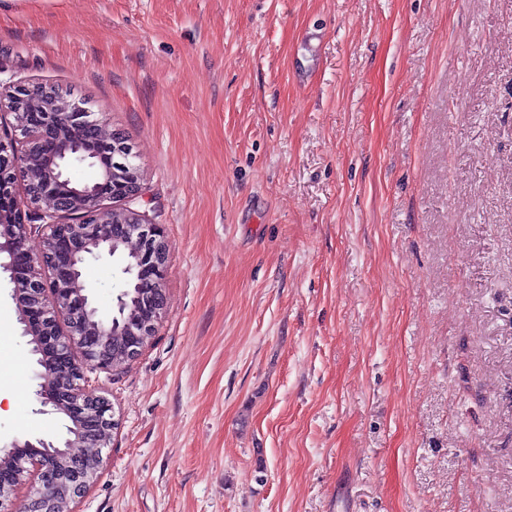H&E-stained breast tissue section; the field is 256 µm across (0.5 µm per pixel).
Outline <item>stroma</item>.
I'll list each match as a JSON object with an SVG mask.
<instances>
[{
    "mask_svg": "<svg viewBox=\"0 0 512 512\" xmlns=\"http://www.w3.org/2000/svg\"><path fill=\"white\" fill-rule=\"evenodd\" d=\"M18 84L130 139L169 246L74 512H512V0H0ZM12 289L0 446L66 435Z\"/></svg>",
    "mask_w": 512,
    "mask_h": 512,
    "instance_id": "obj_1",
    "label": "stroma"
}]
</instances>
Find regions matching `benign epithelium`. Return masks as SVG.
<instances>
[{"label":"benign epithelium","instance_id":"benign-epithelium-1","mask_svg":"<svg viewBox=\"0 0 512 512\" xmlns=\"http://www.w3.org/2000/svg\"><path fill=\"white\" fill-rule=\"evenodd\" d=\"M8 109L22 143L0 137V253L8 261L0 269L10 275L23 334L41 355L36 360L35 396L43 414H63L67 451L54 450L47 437L14 440L0 455V499L24 477L25 464H36L41 483L12 512H70L69 505L99 477L102 455L90 458L83 449H102L115 428L109 402L85 384V371L112 362V352L135 358L155 335L167 305L163 291L168 242L159 224H150L130 208L112 210L104 201L135 199L143 193L137 167L101 166L96 181L75 185L69 170L93 165L99 147L117 146L130 153L121 136L107 132V122L55 87L17 86L8 94ZM23 186V199L12 188ZM41 212L48 231L38 254L28 247L32 225L25 209ZM121 222L122 241L140 240L138 295L131 309L117 297L121 318L103 314L82 280L89 260L112 257L113 228ZM51 271L46 282L42 270ZM82 452L73 453L71 449Z\"/></svg>","mask_w":512,"mask_h":512}]
</instances>
